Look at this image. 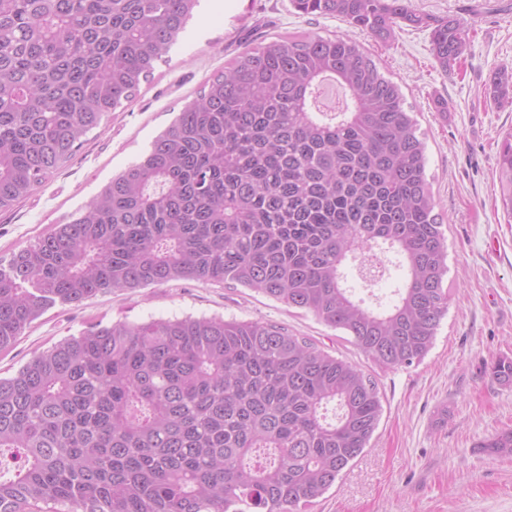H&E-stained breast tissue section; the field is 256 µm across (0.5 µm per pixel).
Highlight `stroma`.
Instances as JSON below:
<instances>
[{"instance_id":"1","label":"stroma","mask_w":512,"mask_h":512,"mask_svg":"<svg viewBox=\"0 0 512 512\" xmlns=\"http://www.w3.org/2000/svg\"><path fill=\"white\" fill-rule=\"evenodd\" d=\"M408 2L417 13L472 27L454 74L441 71L425 28L400 26L382 43L338 19L300 15L291 0H199L151 82L110 114L104 130L90 132L66 166L0 212V263L65 223L137 162L245 41L302 31L347 36L400 85L427 137L426 174L447 237L449 304L422 361L381 368L311 313L248 288L180 281L48 307L0 351V375L15 374L34 354L99 323L186 315L270 323L368 373L383 404L369 447L306 512H512V454L483 449L512 430V385L493 374L499 359H512V217L500 205L495 173L500 141L512 131V105L484 96L493 72L512 71V0ZM440 99L447 111H436Z\"/></svg>"}]
</instances>
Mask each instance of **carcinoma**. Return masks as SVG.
Returning a JSON list of instances; mask_svg holds the SVG:
<instances>
[{"label": "carcinoma", "mask_w": 512, "mask_h": 512, "mask_svg": "<svg viewBox=\"0 0 512 512\" xmlns=\"http://www.w3.org/2000/svg\"><path fill=\"white\" fill-rule=\"evenodd\" d=\"M198 0H0V211L72 159L166 61ZM388 42L430 29L443 73L470 42L405 0H291ZM512 104V74L485 88ZM401 87L350 38L244 50L146 154L0 271V350L51 303L171 281L230 282L340 329L382 368L430 351L448 313L447 238ZM496 174L512 215V132ZM402 256L398 299H355ZM494 375L512 384V360ZM374 380L262 322L99 324L0 377V512H304L366 448ZM483 448L512 453V430Z\"/></svg>", "instance_id": "1"}]
</instances>
